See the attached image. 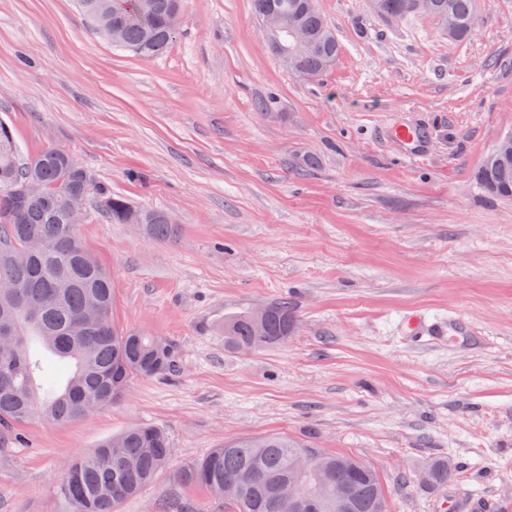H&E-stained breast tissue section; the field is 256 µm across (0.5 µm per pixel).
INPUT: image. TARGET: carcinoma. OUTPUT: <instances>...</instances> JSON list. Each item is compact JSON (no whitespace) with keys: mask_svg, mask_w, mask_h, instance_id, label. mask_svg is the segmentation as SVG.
<instances>
[{"mask_svg":"<svg viewBox=\"0 0 512 512\" xmlns=\"http://www.w3.org/2000/svg\"><path fill=\"white\" fill-rule=\"evenodd\" d=\"M78 8L106 40L115 30L117 48L142 57L163 53L178 29L181 0H76ZM380 17L404 19L420 12L411 0H377ZM432 19L448 38L461 42L473 36L477 0H430ZM274 5L283 16L305 28L310 51L288 65L310 78L328 73L339 53L335 33L317 8L316 0H253L256 15ZM69 153L48 147L21 161L10 126L0 120V281L22 286L15 300L0 294V323L13 324L12 350L0 351V375L11 385L0 386V427L8 429L40 417L65 424L121 399L134 376H154L170 369L173 347L146 332L120 329L112 318V278L99 263L84 258L86 246L78 227L68 222L69 197L96 195L100 211L114 224L128 223L134 206L112 196L94 176L84 178L68 162ZM475 178L493 198H512V160L498 165L483 161ZM34 181L53 206L36 196L21 200L15 192ZM141 226L157 238L174 234L163 212L140 210ZM266 335L255 333L250 308L224 316V347L241 351L279 345L295 327L288 302L267 304ZM318 454L317 474L303 480L319 494L318 512H336V499L347 512H389L383 485L370 467L357 459L326 454L284 436L243 439L213 449L182 469L180 482L207 491L226 482L238 484L239 495L228 499L232 512H309L295 510L279 497V486L297 477L296 461ZM165 433L141 426L116 435L89 454L69 459L61 471L59 493L73 512H118L169 462ZM428 484L446 485L455 473L448 461L425 465Z\"/></svg>","mask_w":512,"mask_h":512,"instance_id":"obj_1","label":"carcinoma"}]
</instances>
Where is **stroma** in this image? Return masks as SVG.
<instances>
[{"label":"stroma","instance_id":"obj_1","mask_svg":"<svg viewBox=\"0 0 512 512\" xmlns=\"http://www.w3.org/2000/svg\"><path fill=\"white\" fill-rule=\"evenodd\" d=\"M318 8L340 54L309 81L252 0H183L153 58L114 48L74 0H0V119L21 156L66 150L179 228L160 240L86 200L116 323L169 341L174 367L72 423L1 431L0 512H72L62 464L142 424L170 462L119 512H230L177 472L270 434L367 463L391 512H512V200L474 178L512 135V0H479L463 42L368 0ZM400 125L422 140L399 143ZM282 297L287 341L225 349L226 313ZM438 459L453 481L413 482Z\"/></svg>","mask_w":512,"mask_h":512}]
</instances>
